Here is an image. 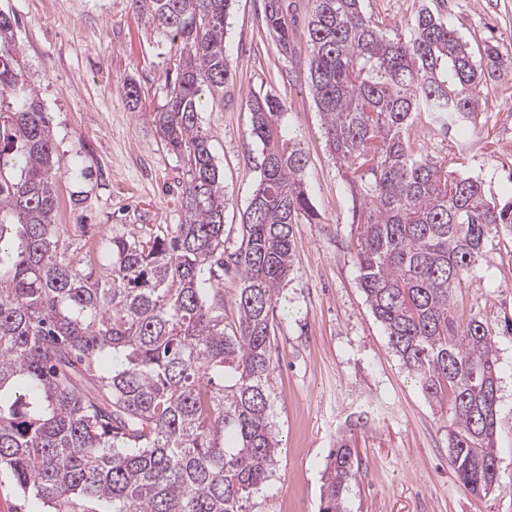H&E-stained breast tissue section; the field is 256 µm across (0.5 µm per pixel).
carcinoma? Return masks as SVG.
Listing matches in <instances>:
<instances>
[{
	"label": "carcinoma",
	"mask_w": 512,
	"mask_h": 512,
	"mask_svg": "<svg viewBox=\"0 0 512 512\" xmlns=\"http://www.w3.org/2000/svg\"><path fill=\"white\" fill-rule=\"evenodd\" d=\"M171 41L154 121L182 162L179 224L112 233L109 277L83 269L52 224L62 175L46 112L0 11V469L47 512H248L274 473L270 338L294 267L297 224L322 217L307 154L281 127L280 96L249 100L260 179L237 240L203 130L206 94L234 82L224 41L233 0H135ZM284 54L309 51L326 145L352 194L359 282L425 397L448 413V463L475 494L496 487L499 396L492 329L456 323L454 296L512 201L423 153L412 134L476 123L503 71L430 8L405 24L365 0H312L303 34L287 0H263ZM235 284L224 325L212 279ZM358 457L332 449L319 512H345Z\"/></svg>",
	"instance_id": "carcinoma-1"
}]
</instances>
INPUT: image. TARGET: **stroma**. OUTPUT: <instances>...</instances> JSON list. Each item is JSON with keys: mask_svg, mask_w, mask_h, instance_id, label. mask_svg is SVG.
Masks as SVG:
<instances>
[{"mask_svg": "<svg viewBox=\"0 0 512 512\" xmlns=\"http://www.w3.org/2000/svg\"><path fill=\"white\" fill-rule=\"evenodd\" d=\"M15 15V42L53 131L63 169L56 222L78 256L109 261L122 225L182 221V167L154 122L166 101L169 40L132 0H0ZM439 11L472 50L512 44V0H445ZM225 45L236 75L201 114L224 179V225L238 233L259 178L249 137L252 96L285 101L283 128L303 144L305 183L319 224L295 228L294 270L280 291L272 357L278 463L252 512H317L330 448L346 441L359 472L347 512H512V230L492 233L456 291L454 317H476L496 343L498 485L477 496L448 464V416L427 400L392 351L360 287L352 202L325 145L306 79V49L282 55L263 22L262 0H234ZM135 83L142 107L123 95ZM464 143L465 170L486 194L512 200V63Z\"/></svg>", "mask_w": 512, "mask_h": 512, "instance_id": "35a3bbf8", "label": "stroma"}]
</instances>
